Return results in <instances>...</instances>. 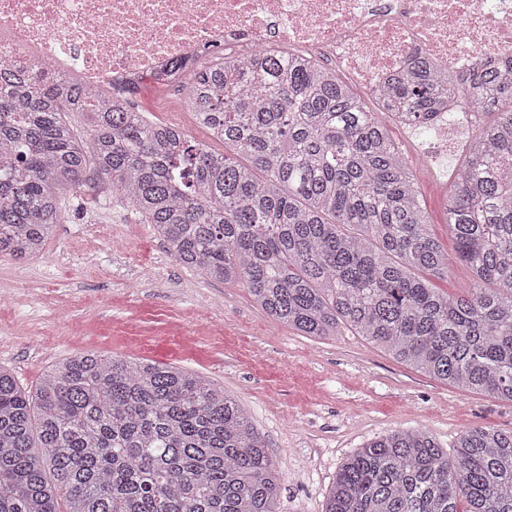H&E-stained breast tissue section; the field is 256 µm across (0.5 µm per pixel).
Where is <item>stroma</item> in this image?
<instances>
[{
	"instance_id": "obj_1",
	"label": "stroma",
	"mask_w": 512,
	"mask_h": 512,
	"mask_svg": "<svg viewBox=\"0 0 512 512\" xmlns=\"http://www.w3.org/2000/svg\"><path fill=\"white\" fill-rule=\"evenodd\" d=\"M184 89L146 85L134 98L149 120L188 132L214 152L184 109ZM385 125L398 144L445 249L446 203L459 161H418L416 131ZM56 225L43 255L0 256V366L32 389L50 366L85 351L151 359L224 386L250 415L279 465L278 512H323L345 459L398 430L428 432L445 451L477 425L512 432V402L472 392L395 360L349 329L326 338L272 320L248 289L180 264L152 225L106 185Z\"/></svg>"
}]
</instances>
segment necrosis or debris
<instances>
[{
  "mask_svg": "<svg viewBox=\"0 0 512 512\" xmlns=\"http://www.w3.org/2000/svg\"><path fill=\"white\" fill-rule=\"evenodd\" d=\"M281 41L371 92L417 59L464 76L512 49V0H0V65L83 88Z\"/></svg>",
  "mask_w": 512,
  "mask_h": 512,
  "instance_id": "necrosis-or-debris-1",
  "label": "necrosis or debris"
}]
</instances>
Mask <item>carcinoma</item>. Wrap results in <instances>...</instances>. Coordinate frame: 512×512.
<instances>
[{
	"label": "carcinoma",
	"mask_w": 512,
	"mask_h": 512,
	"mask_svg": "<svg viewBox=\"0 0 512 512\" xmlns=\"http://www.w3.org/2000/svg\"><path fill=\"white\" fill-rule=\"evenodd\" d=\"M138 87L81 91L0 74V255H40L107 182L184 265L241 283L307 336L341 328L446 384L512 402V53L467 78L426 62L367 106L314 56H212L187 104L216 154L137 111ZM468 141L446 207L472 273L450 295L415 179L377 118L428 126L463 107ZM91 115L84 137L65 116ZM280 474L224 387L86 352L33 391L0 367V512H277ZM324 512H512V433L476 426L453 459L428 433L378 437L343 463Z\"/></svg>",
	"instance_id": "cac0c4a2"
}]
</instances>
